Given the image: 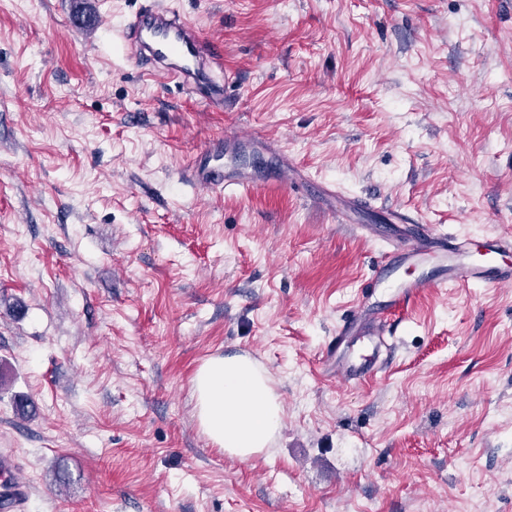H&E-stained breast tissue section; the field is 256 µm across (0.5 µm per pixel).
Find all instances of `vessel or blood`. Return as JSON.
<instances>
[{"label":"vessel or blood","instance_id":"b4317fda","mask_svg":"<svg viewBox=\"0 0 512 512\" xmlns=\"http://www.w3.org/2000/svg\"><path fill=\"white\" fill-rule=\"evenodd\" d=\"M122 42L128 59L147 68L151 77L178 82L208 107L224 108L226 77L219 43L204 37L173 10L159 6L137 12L126 23ZM224 146L215 144L197 154L189 170L191 182L201 189L225 187ZM512 240L503 237L484 239L478 250L466 242L421 225L403 231L381 259L370 279V288L388 291L387 306L399 307L407 298L431 288L452 285L512 284ZM388 319L381 307L367 309L364 316L350 317L336 332V376L346 382L376 370L381 338ZM367 338L370 354L359 361L344 358L350 334ZM18 463L8 454L0 455V512H19L29 491L17 476Z\"/></svg>","mask_w":512,"mask_h":512}]
</instances>
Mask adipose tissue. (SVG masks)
<instances>
[{
    "label": "adipose tissue",
    "mask_w": 512,
    "mask_h": 512,
    "mask_svg": "<svg viewBox=\"0 0 512 512\" xmlns=\"http://www.w3.org/2000/svg\"><path fill=\"white\" fill-rule=\"evenodd\" d=\"M191 391L204 433L240 460L261 452L282 427L284 408L271 377L249 357L209 358L192 378Z\"/></svg>",
    "instance_id": "obj_1"
}]
</instances>
